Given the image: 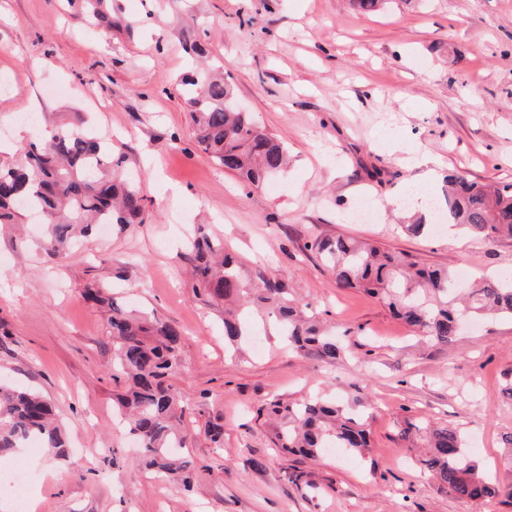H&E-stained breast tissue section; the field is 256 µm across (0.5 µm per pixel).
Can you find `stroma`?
Returning a JSON list of instances; mask_svg holds the SVG:
<instances>
[{
    "label": "stroma",
    "instance_id": "obj_1",
    "mask_svg": "<svg viewBox=\"0 0 512 512\" xmlns=\"http://www.w3.org/2000/svg\"><path fill=\"white\" fill-rule=\"evenodd\" d=\"M111 30L88 25L78 0H0V165L35 133L84 115L137 170L150 218L82 239L61 256L41 226L0 228V377L53 404L70 448L0 455V512L18 467L38 512H512L438 491L403 430L430 420L461 430L491 482L512 480V321L483 319L442 346L395 319L379 298L337 287L302 251L311 237L346 235L425 265L498 279L512 272V239L461 232L415 236L435 211L387 201L426 185L448 207V175L512 183V0H388L364 13L353 0H112ZM223 71L241 111L288 148V170L261 187L197 145L180 80L192 61ZM108 111L101 112L97 103ZM432 156V182L400 148ZM223 240L248 275L286 281L318 318L345 332L348 353L324 366L288 350L272 319L262 346L233 359L218 314L190 286L184 236L197 225ZM111 286L124 306L179 323L187 339L172 383L187 405L192 488L137 463L113 401L112 346L81 296ZM366 396L365 456L315 460L275 448L260 408L270 399ZM224 430L223 447L208 435Z\"/></svg>",
    "mask_w": 512,
    "mask_h": 512
}]
</instances>
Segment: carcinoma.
I'll return each mask as SVG.
<instances>
[{
  "label": "carcinoma",
  "instance_id": "1",
  "mask_svg": "<svg viewBox=\"0 0 512 512\" xmlns=\"http://www.w3.org/2000/svg\"><path fill=\"white\" fill-rule=\"evenodd\" d=\"M80 2L97 24L112 28V0ZM182 86L197 142L213 162L253 187L288 168V150L255 126L248 113L229 106L232 91L224 78L191 74L182 78ZM22 155L18 164L0 166V224H15L21 213L37 210L45 219L46 250L53 256L69 250L76 235L86 237L101 224L123 228L150 217L140 182L126 172L125 155L88 131L79 113L51 136L30 142ZM448 223L489 242L512 239V184L498 187L459 172L448 175ZM187 249L196 295L210 306H237L234 314L224 310V340L233 343L252 335L256 308L275 318L288 345L304 357L332 365L345 351L342 341L291 297L288 283L244 278L234 258L203 227ZM304 253L318 257L338 287L381 298L395 317L441 345L459 336L465 317L492 314L512 321V280L457 288L446 268H422L408 256L402 259L341 235L315 236L305 243ZM83 296L108 313L113 369L130 380L118 404L139 443L140 462L162 477L179 474L190 486L191 462L184 450L191 435L183 423L182 397L170 383L182 368V328L122 309L96 282L84 286ZM265 416L274 446L306 458H317L329 448L361 454L370 447L371 405L360 398L352 405L336 398L272 400ZM408 429L424 434L428 452L422 464L439 491L468 500L512 499V483L488 482L465 450L460 430L427 421ZM33 437L57 456H66L67 439L54 421L52 405L35 391L0 381V453L22 448Z\"/></svg>",
  "mask_w": 512,
  "mask_h": 512
}]
</instances>
